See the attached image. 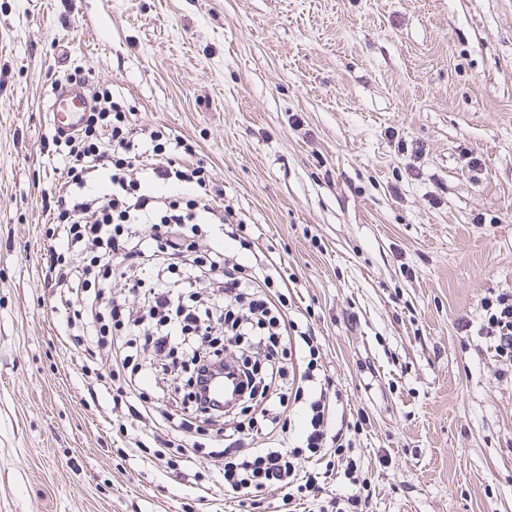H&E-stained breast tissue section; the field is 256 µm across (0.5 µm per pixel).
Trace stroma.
I'll return each instance as SVG.
<instances>
[{
    "instance_id": "1",
    "label": "stroma",
    "mask_w": 512,
    "mask_h": 512,
    "mask_svg": "<svg viewBox=\"0 0 512 512\" xmlns=\"http://www.w3.org/2000/svg\"><path fill=\"white\" fill-rule=\"evenodd\" d=\"M189 140L293 276L367 512H512V0H0V512H248L126 453L43 288L64 71ZM482 307L489 313L487 329L497 338L498 356L512 363V292L485 297Z\"/></svg>"
}]
</instances>
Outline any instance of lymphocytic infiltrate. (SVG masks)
<instances>
[{
	"instance_id": "obj_1",
	"label": "lymphocytic infiltrate",
	"mask_w": 512,
	"mask_h": 512,
	"mask_svg": "<svg viewBox=\"0 0 512 512\" xmlns=\"http://www.w3.org/2000/svg\"><path fill=\"white\" fill-rule=\"evenodd\" d=\"M163 137L158 130L136 136L104 87L95 92L83 126L55 139L64 192L42 194L41 204L52 223L65 226L66 240L42 254L43 285L57 307L72 310L69 328L84 352L82 371L97 383L110 379L112 411L136 425L137 451L147 450V428L161 419L174 436L155 438L154 450H147L152 458L183 475L199 463L198 436L208 430L224 443L214 478L249 500L253 512L259 492L270 485L323 493L347 448L316 331L305 314L293 311L289 279L270 249L242 236L244 218L194 163V146L176 140L186 158L177 163L162 147ZM146 140L151 150H143ZM223 238L250 252V264L234 262L217 247ZM117 279L140 295V306L112 294ZM482 306L498 356L512 361V292L485 298ZM244 341L251 349L247 359L236 354ZM143 350L152 352L156 366L142 367ZM101 351L110 356L107 375L96 366ZM293 356L305 369L290 379L285 363ZM211 365L241 375L234 406L206 407L199 391L178 383L180 409L157 410L155 391L168 378ZM289 397L308 409L293 441L280 425ZM252 413L268 421L270 445L251 444ZM304 460L309 469L301 468Z\"/></svg>"
}]
</instances>
